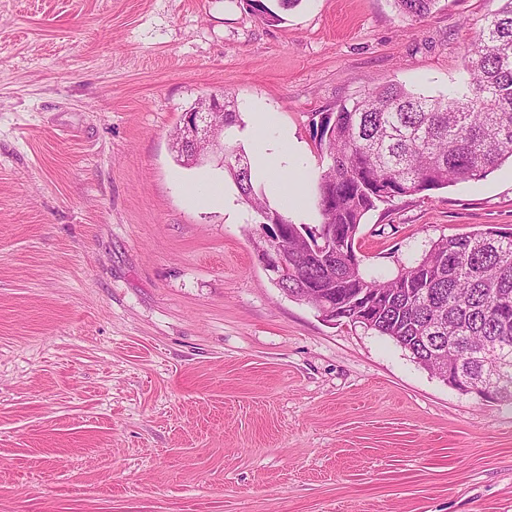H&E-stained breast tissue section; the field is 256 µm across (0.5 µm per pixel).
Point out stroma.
<instances>
[{
    "label": "stroma",
    "instance_id": "35a3bbf8",
    "mask_svg": "<svg viewBox=\"0 0 512 512\" xmlns=\"http://www.w3.org/2000/svg\"><path fill=\"white\" fill-rule=\"evenodd\" d=\"M497 6L0 0V512H512V404L288 297L234 182L172 148L201 98L274 113L288 215L317 225L320 114L390 82L452 92ZM489 228H512L508 162L379 205L355 249L389 279ZM253 12L268 18L272 21H281L279 12H286L300 4L301 0H247ZM267 2H276V9L273 10ZM399 13L414 21L429 15L435 7L436 0H394Z\"/></svg>",
    "mask_w": 512,
    "mask_h": 512
}]
</instances>
